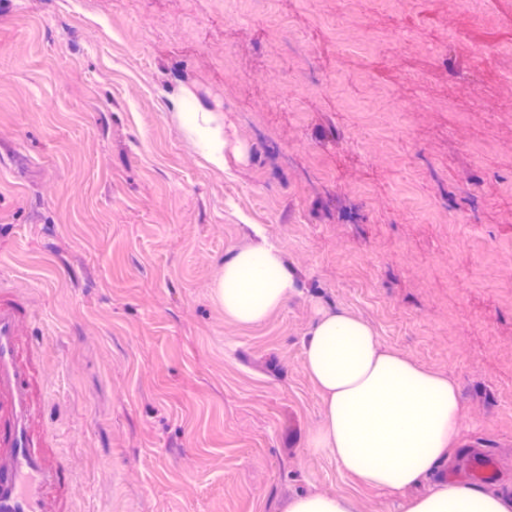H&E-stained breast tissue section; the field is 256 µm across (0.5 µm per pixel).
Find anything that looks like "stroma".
<instances>
[{"instance_id": "1", "label": "stroma", "mask_w": 512, "mask_h": 512, "mask_svg": "<svg viewBox=\"0 0 512 512\" xmlns=\"http://www.w3.org/2000/svg\"><path fill=\"white\" fill-rule=\"evenodd\" d=\"M0 0V285L45 351L41 425L73 512H286L391 498L306 450L318 308L457 378L463 447L512 493V0ZM481 44L485 52L473 56ZM215 112L211 166L168 107ZM467 223L449 224L446 212ZM299 282L264 322L215 285L254 229ZM287 512H353V503L343 495L309 492L296 495Z\"/></svg>"}]
</instances>
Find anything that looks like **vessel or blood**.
<instances>
[{
	"label": "vessel or blood",
	"instance_id": "vessel-or-blood-1",
	"mask_svg": "<svg viewBox=\"0 0 512 512\" xmlns=\"http://www.w3.org/2000/svg\"><path fill=\"white\" fill-rule=\"evenodd\" d=\"M29 314L23 296L0 289V512H72L70 474L39 426L44 369L26 345Z\"/></svg>",
	"mask_w": 512,
	"mask_h": 512
}]
</instances>
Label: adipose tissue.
<instances>
[{
    "mask_svg": "<svg viewBox=\"0 0 512 512\" xmlns=\"http://www.w3.org/2000/svg\"><path fill=\"white\" fill-rule=\"evenodd\" d=\"M183 128L214 167L224 165V127L203 108ZM296 291L281 250L265 243L224 258L216 298L225 316L244 326L264 322ZM304 368L319 390L323 412L307 450L333 458L367 486L399 494L398 512H512V495L453 480L432 481L461 437L456 379L424 368L380 341L364 319L340 308L312 320Z\"/></svg>",
    "mask_w": 512,
    "mask_h": 512,
    "instance_id": "1",
    "label": "adipose tissue"
}]
</instances>
